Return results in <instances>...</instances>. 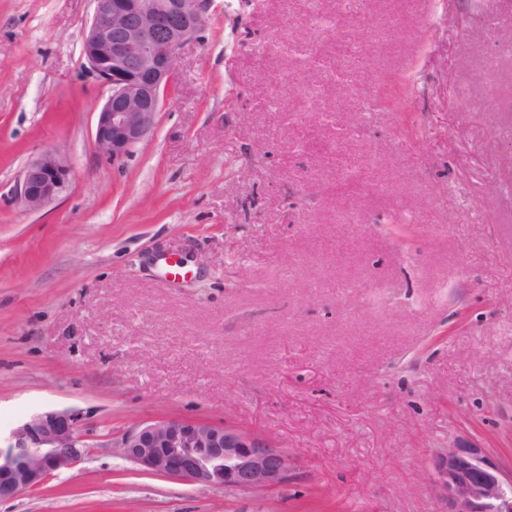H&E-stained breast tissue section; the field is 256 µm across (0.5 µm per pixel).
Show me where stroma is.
<instances>
[{"instance_id": "35a3bbf8", "label": "stroma", "mask_w": 512, "mask_h": 512, "mask_svg": "<svg viewBox=\"0 0 512 512\" xmlns=\"http://www.w3.org/2000/svg\"><path fill=\"white\" fill-rule=\"evenodd\" d=\"M359 62L311 0H212L154 133L93 147L92 0H0V431L78 414L77 467L0 512H445L453 443L512 466V0H371ZM46 151L75 171L16 198ZM187 278L171 281L162 259ZM180 417L273 439L272 491L144 470L105 435ZM75 177L74 170L56 153L47 151L23 168L16 194L28 211H39L58 199Z\"/></svg>"}]
</instances>
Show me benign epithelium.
I'll return each instance as SVG.
<instances>
[{"label":"benign epithelium","mask_w":512,"mask_h":512,"mask_svg":"<svg viewBox=\"0 0 512 512\" xmlns=\"http://www.w3.org/2000/svg\"><path fill=\"white\" fill-rule=\"evenodd\" d=\"M81 43L87 73L109 95L93 133L97 155L118 161L154 133L165 95L177 78L180 52L207 24L210 0H93ZM75 177L47 151L23 168L16 194L28 211L58 199ZM109 447L165 477L242 492L270 491L297 475L278 443L243 429L202 420L162 418L125 431ZM89 443L77 416L50 410L0 436V500L40 486L80 464ZM447 512H512V468L476 445L454 444L433 460Z\"/></svg>","instance_id":"7a95c632"}]
</instances>
